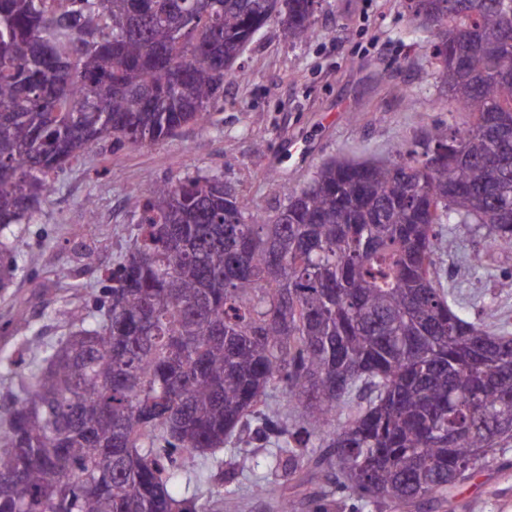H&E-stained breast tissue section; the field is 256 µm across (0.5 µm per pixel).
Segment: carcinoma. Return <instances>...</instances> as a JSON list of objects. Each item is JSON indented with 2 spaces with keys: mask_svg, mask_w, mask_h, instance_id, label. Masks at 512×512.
<instances>
[{
  "mask_svg": "<svg viewBox=\"0 0 512 512\" xmlns=\"http://www.w3.org/2000/svg\"><path fill=\"white\" fill-rule=\"evenodd\" d=\"M314 2L0 0V288L55 172L208 123L254 35L315 36ZM407 9L473 124L327 162L271 213L217 175L135 190L138 247L99 317L42 350L0 419V512H198L174 486L251 427L277 437L266 466L286 481L304 452L256 413L271 389L361 509L458 512L461 483L512 466V335L452 300L435 260L446 224L512 248V0Z\"/></svg>",
  "mask_w": 512,
  "mask_h": 512,
  "instance_id": "cac0c4a2",
  "label": "carcinoma"
}]
</instances>
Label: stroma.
Masks as SVG:
<instances>
[{
    "label": "stroma",
    "mask_w": 512,
    "mask_h": 512,
    "mask_svg": "<svg viewBox=\"0 0 512 512\" xmlns=\"http://www.w3.org/2000/svg\"><path fill=\"white\" fill-rule=\"evenodd\" d=\"M315 26V37L295 41L275 24L257 32L240 59L248 80L225 83L210 123L183 126L151 148L100 142L55 175L53 191L14 228L18 271L0 288V414L30 382L41 348L97 317L102 272L136 245L138 187L217 174L252 211L266 213L331 159H387L422 131L472 125L469 112L449 107L431 38L404 0H321ZM450 231L454 248L440 258L444 287L473 311L512 325V248H488L469 224ZM85 247L95 267L80 263ZM20 320L25 328H17ZM274 449L265 439L225 444L199 457L202 478L183 474L179 493L202 512H280L277 498L256 494ZM324 490L330 512H352L353 500L336 493L312 460L285 485L296 512H311V496ZM456 499L460 512H512V467L474 474Z\"/></svg>",
    "instance_id": "1"
}]
</instances>
